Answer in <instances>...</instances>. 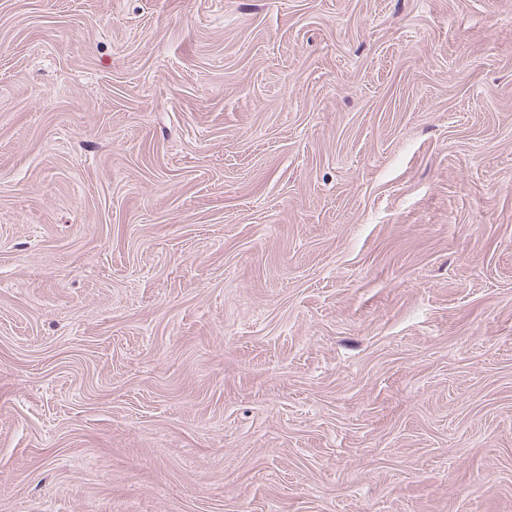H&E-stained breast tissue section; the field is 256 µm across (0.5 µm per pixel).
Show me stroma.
I'll use <instances>...</instances> for the list:
<instances>
[{
    "label": "stroma",
    "instance_id": "1",
    "mask_svg": "<svg viewBox=\"0 0 512 512\" xmlns=\"http://www.w3.org/2000/svg\"><path fill=\"white\" fill-rule=\"evenodd\" d=\"M0 512H512V0H0Z\"/></svg>",
    "mask_w": 512,
    "mask_h": 512
}]
</instances>
